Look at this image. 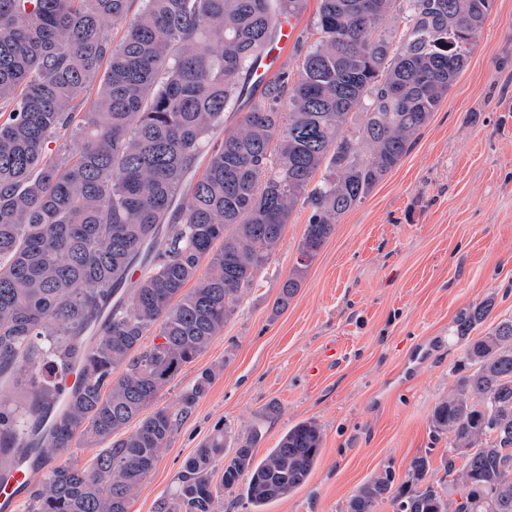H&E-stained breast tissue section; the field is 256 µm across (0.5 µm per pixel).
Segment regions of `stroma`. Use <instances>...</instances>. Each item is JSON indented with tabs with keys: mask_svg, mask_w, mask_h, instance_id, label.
I'll list each match as a JSON object with an SVG mask.
<instances>
[{
	"mask_svg": "<svg viewBox=\"0 0 512 512\" xmlns=\"http://www.w3.org/2000/svg\"><path fill=\"white\" fill-rule=\"evenodd\" d=\"M319 6L306 0L297 18L289 79L320 40ZM310 213L296 208L237 314L161 392L178 425L129 512H156L215 430L252 424L261 455L300 422L323 432L307 481L264 512H346L367 481L387 470L403 480L420 456L445 480L448 439L434 436L431 415L467 372L455 320L486 298L494 306L475 335L512 317V0H493L465 70L408 153L338 219L297 294L274 310ZM419 344L428 355L406 374ZM211 368L207 395L181 414L183 391Z\"/></svg>",
	"mask_w": 512,
	"mask_h": 512,
	"instance_id": "obj_1",
	"label": "stroma"
}]
</instances>
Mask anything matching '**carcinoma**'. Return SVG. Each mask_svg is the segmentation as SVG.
<instances>
[{
	"label": "carcinoma",
	"mask_w": 512,
	"mask_h": 512,
	"mask_svg": "<svg viewBox=\"0 0 512 512\" xmlns=\"http://www.w3.org/2000/svg\"><path fill=\"white\" fill-rule=\"evenodd\" d=\"M132 2L0 0V390L29 389L0 406V475L32 448L49 460L102 446L43 472L29 512H128L175 432L159 393L237 313L301 204L311 216L274 302L288 305L337 219L448 95L493 0H321L297 82L274 78L257 102L250 77L274 21L304 0H141L115 44L104 25ZM394 16L396 45L383 29ZM93 87L94 108L77 111ZM244 102L240 126L211 144ZM491 308L458 320L469 373L432 415L448 487L417 457L400 485L386 470L346 512H512V318L469 336ZM215 376H198L181 413ZM228 438L219 428L197 449L157 512H219L241 484L262 512L306 482L323 442L302 422L258 459V427L230 451Z\"/></svg>",
	"instance_id": "obj_1"
}]
</instances>
